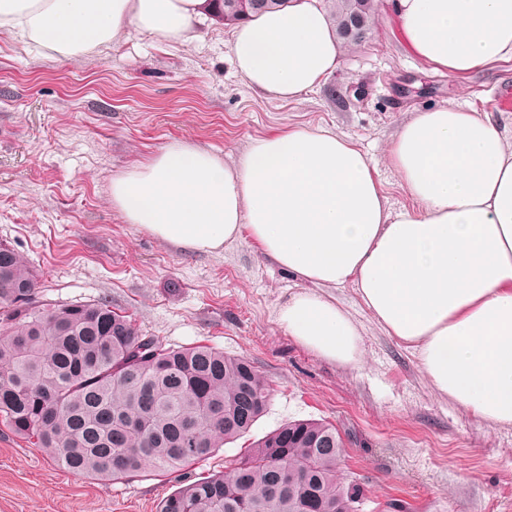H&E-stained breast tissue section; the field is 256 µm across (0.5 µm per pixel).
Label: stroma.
Returning a JSON list of instances; mask_svg holds the SVG:
<instances>
[{
    "instance_id": "stroma-1",
    "label": "stroma",
    "mask_w": 512,
    "mask_h": 512,
    "mask_svg": "<svg viewBox=\"0 0 512 512\" xmlns=\"http://www.w3.org/2000/svg\"><path fill=\"white\" fill-rule=\"evenodd\" d=\"M194 28L198 40L178 45L131 26L72 59L0 30V242L36 269V303L105 300L165 346L248 358L272 392L252 437L292 418L332 423L369 512L391 499L411 512H512V426H490L437 396L354 284L331 294L364 340L357 368L300 346L278 323V307L301 283L249 237L214 253L186 251L127 223L111 197L113 177L171 143L231 164L256 138L321 126L361 148L392 208H415L389 162L393 136L417 109L485 114L494 95L512 89V60L460 79L433 70L380 0L367 42L344 50L321 85L282 102L248 87L229 29L205 15ZM339 92L346 108L333 100ZM177 487L155 474L74 476L0 421V512H157Z\"/></svg>"
}]
</instances>
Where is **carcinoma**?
Here are the masks:
<instances>
[{
	"instance_id": "1",
	"label": "carcinoma",
	"mask_w": 512,
	"mask_h": 512,
	"mask_svg": "<svg viewBox=\"0 0 512 512\" xmlns=\"http://www.w3.org/2000/svg\"><path fill=\"white\" fill-rule=\"evenodd\" d=\"M294 2L263 0L243 15L236 0H220L216 18L240 23ZM326 2L336 38L366 42L376 0ZM36 283L25 258L0 246V416L68 472L101 480L181 472L246 436L267 411L270 386L248 360L203 345L166 348L107 301L36 305ZM286 433L293 446L277 447ZM344 447L329 423L288 421L224 460V471L180 485L159 512H298L308 497L324 512H363V484L341 478ZM282 453L295 481L268 498Z\"/></svg>"
}]
</instances>
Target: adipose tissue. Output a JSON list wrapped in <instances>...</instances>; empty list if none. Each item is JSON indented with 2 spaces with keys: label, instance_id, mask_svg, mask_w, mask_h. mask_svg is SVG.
Masks as SVG:
<instances>
[{
  "label": "adipose tissue",
  "instance_id": "adipose-tissue-1",
  "mask_svg": "<svg viewBox=\"0 0 512 512\" xmlns=\"http://www.w3.org/2000/svg\"><path fill=\"white\" fill-rule=\"evenodd\" d=\"M407 47L454 78L512 59V0H392ZM208 0H0V28L58 57L136 26L193 40ZM257 93L289 101L338 70L343 47L312 0L232 33ZM390 162L417 209H391L363 152L327 129L254 139L235 166L189 143L113 178L128 223L202 253L249 235L306 286L278 309L300 345L342 366L362 338L324 288L354 283L387 333L412 349L433 390L482 421L512 426V149L495 119L454 106L415 113Z\"/></svg>",
  "mask_w": 512,
  "mask_h": 512
}]
</instances>
